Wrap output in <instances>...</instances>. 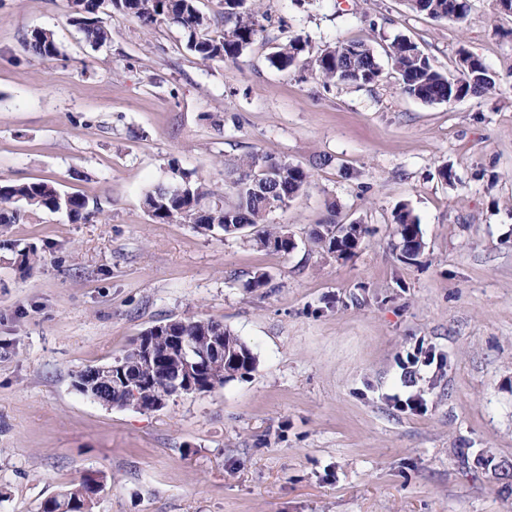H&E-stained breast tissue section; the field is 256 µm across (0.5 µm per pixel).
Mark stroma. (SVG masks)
Returning a JSON list of instances; mask_svg holds the SVG:
<instances>
[{
	"label": "stroma",
	"mask_w": 512,
	"mask_h": 512,
	"mask_svg": "<svg viewBox=\"0 0 512 512\" xmlns=\"http://www.w3.org/2000/svg\"><path fill=\"white\" fill-rule=\"evenodd\" d=\"M262 10L237 62L204 63L174 25L105 5L112 38L95 45L68 0H0V178L54 180L100 209L0 225V512H41L89 473L105 479L93 512H512V13L495 0H469L459 23L408 0ZM37 29L56 57L24 50ZM297 36L309 57L365 43L379 81L274 67ZM398 37L445 73L480 58L494 90L407 96L388 59ZM251 152L310 175L270 217L290 253L152 222L144 195L183 172L233 203ZM401 203L424 243L411 261L393 234ZM332 218L367 229L350 257L310 241ZM12 242L42 263L20 272ZM258 271L268 286L247 289ZM192 317L224 324L256 369L146 412L74 389L146 329ZM418 351L433 362L406 377L398 361Z\"/></svg>",
	"instance_id": "1"
}]
</instances>
